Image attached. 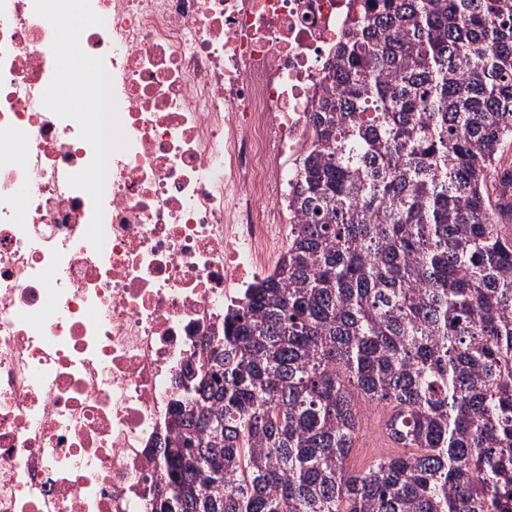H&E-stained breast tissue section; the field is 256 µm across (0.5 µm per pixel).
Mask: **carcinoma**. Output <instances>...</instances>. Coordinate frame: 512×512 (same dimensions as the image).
Instances as JSON below:
<instances>
[{"label": "carcinoma", "mask_w": 512, "mask_h": 512, "mask_svg": "<svg viewBox=\"0 0 512 512\" xmlns=\"http://www.w3.org/2000/svg\"><path fill=\"white\" fill-rule=\"evenodd\" d=\"M288 249L187 373L148 512H512V0H364ZM403 452L348 462L363 407Z\"/></svg>", "instance_id": "1"}]
</instances>
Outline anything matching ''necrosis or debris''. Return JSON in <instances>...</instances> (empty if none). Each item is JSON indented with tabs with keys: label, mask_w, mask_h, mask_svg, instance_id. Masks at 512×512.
<instances>
[{
	"label": "necrosis or debris",
	"mask_w": 512,
	"mask_h": 512,
	"mask_svg": "<svg viewBox=\"0 0 512 512\" xmlns=\"http://www.w3.org/2000/svg\"><path fill=\"white\" fill-rule=\"evenodd\" d=\"M362 2L0 0V512H145L180 376L296 221Z\"/></svg>",
	"instance_id": "4bbe7bcc"
}]
</instances>
